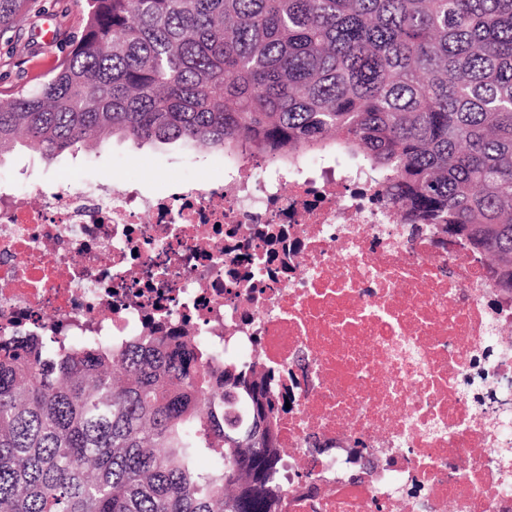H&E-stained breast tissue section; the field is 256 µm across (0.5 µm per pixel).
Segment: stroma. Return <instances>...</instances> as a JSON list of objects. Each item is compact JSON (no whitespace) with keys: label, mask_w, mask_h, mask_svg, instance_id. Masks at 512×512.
I'll return each instance as SVG.
<instances>
[{"label":"stroma","mask_w":512,"mask_h":512,"mask_svg":"<svg viewBox=\"0 0 512 512\" xmlns=\"http://www.w3.org/2000/svg\"><path fill=\"white\" fill-rule=\"evenodd\" d=\"M49 16L55 18L61 31V41L54 47L46 46L41 35ZM82 26L83 11L76 0H37L35 13L0 37V90L30 88L43 80L71 50ZM224 159L223 152L218 150L189 152L160 144L138 148L116 140L48 162L22 147L0 161V181L20 190H54L80 188L108 175L119 182L136 178L143 190L151 193L179 177L220 176Z\"/></svg>","instance_id":"35a3bbf8"}]
</instances>
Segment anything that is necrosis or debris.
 <instances>
[{
  "mask_svg": "<svg viewBox=\"0 0 512 512\" xmlns=\"http://www.w3.org/2000/svg\"><path fill=\"white\" fill-rule=\"evenodd\" d=\"M183 333L262 367L280 512H512V291L335 155L0 186V343Z\"/></svg>",
  "mask_w": 512,
  "mask_h": 512,
  "instance_id": "necrosis-or-debris-1",
  "label": "necrosis or debris"
}]
</instances>
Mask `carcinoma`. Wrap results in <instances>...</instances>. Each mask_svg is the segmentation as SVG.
<instances>
[{
  "mask_svg": "<svg viewBox=\"0 0 512 512\" xmlns=\"http://www.w3.org/2000/svg\"><path fill=\"white\" fill-rule=\"evenodd\" d=\"M71 53L0 99V161L115 137L334 153L512 289V0H84ZM29 0H0V32ZM260 370L196 336L0 345V512H279ZM215 454L208 471L197 455Z\"/></svg>",
  "mask_w": 512,
  "mask_h": 512,
  "instance_id": "obj_1",
  "label": "carcinoma"
}]
</instances>
